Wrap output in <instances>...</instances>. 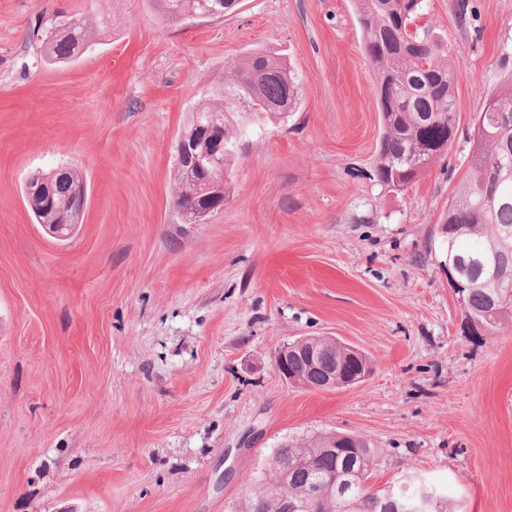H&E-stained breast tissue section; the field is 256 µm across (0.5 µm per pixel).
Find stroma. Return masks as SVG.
Segmentation results:
<instances>
[{
    "instance_id": "obj_1",
    "label": "stroma",
    "mask_w": 512,
    "mask_h": 512,
    "mask_svg": "<svg viewBox=\"0 0 512 512\" xmlns=\"http://www.w3.org/2000/svg\"><path fill=\"white\" fill-rule=\"evenodd\" d=\"M428 0L456 63L457 133L405 192L374 181L376 90L352 0H239L172 18L154 0H0V512H232L286 437L348 433L457 512H512V325L465 324L440 219L474 115L512 73V0ZM107 21L66 64L52 32ZM261 49L301 86L251 124L222 209L184 223L174 146L203 89ZM81 171L89 205L59 241L23 196ZM309 336L372 371L330 391L275 356Z\"/></svg>"
}]
</instances>
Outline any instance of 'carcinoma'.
<instances>
[{
  "label": "carcinoma",
  "mask_w": 512,
  "mask_h": 512,
  "mask_svg": "<svg viewBox=\"0 0 512 512\" xmlns=\"http://www.w3.org/2000/svg\"><path fill=\"white\" fill-rule=\"evenodd\" d=\"M212 0H156L171 16L201 13ZM363 37V51L374 83L382 132L375 178L387 191L404 192L433 160L448 148L456 127L457 100L452 62L444 43L414 28L426 0H353ZM86 19H73L46 44V56L68 63L81 56L92 39ZM300 103L299 83L286 61L264 51L245 55L224 69V82L203 95L191 121L205 124L222 117L224 138L235 141L245 120L239 108L251 110V120L288 115ZM236 158L224 154L221 164L203 181L183 165L174 167L175 203L222 199L227 193L226 171ZM49 202L33 210L40 224H76L69 189L86 186L72 167L46 173ZM448 266L472 278L461 311L469 326L489 334L512 324V283L497 272H512V76L490 93L474 119V146L466 177L441 219ZM317 363L309 351L288 346V365L295 382L319 387L336 374V387L345 376L371 370L366 357L338 341H320ZM288 460V471L268 472L236 512H280L288 498L309 512L306 496L312 482L336 474L316 512H402L388 498V488L369 483L379 462L378 449L360 436L313 434L288 438L273 451Z\"/></svg>",
  "instance_id": "1"
}]
</instances>
